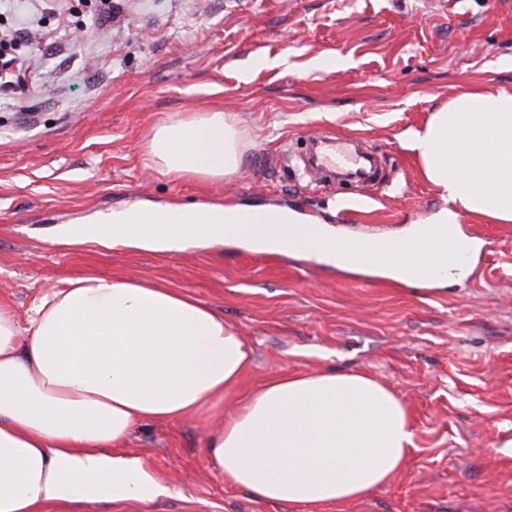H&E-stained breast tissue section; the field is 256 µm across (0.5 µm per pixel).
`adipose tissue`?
Returning <instances> with one entry per match:
<instances>
[{"instance_id": "1", "label": "adipose tissue", "mask_w": 512, "mask_h": 512, "mask_svg": "<svg viewBox=\"0 0 512 512\" xmlns=\"http://www.w3.org/2000/svg\"><path fill=\"white\" fill-rule=\"evenodd\" d=\"M407 147L446 203L433 236L356 253L325 224L293 211L221 203H133L63 224L57 242L152 252L234 244L377 273L410 286L469 272L461 215L512 223V90H475L435 108ZM243 143L224 112L160 124L145 161L160 175L219 183ZM250 364L240 329L198 299L120 276L51 286L18 318L0 304V512L49 505L149 502L172 496L124 445L141 425L176 421L223 399ZM408 409L369 375L288 373L267 379L208 439L226 485L274 503L339 504L386 485L406 463Z\"/></svg>"}]
</instances>
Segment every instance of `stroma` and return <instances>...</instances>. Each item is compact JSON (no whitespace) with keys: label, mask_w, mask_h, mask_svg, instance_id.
Masks as SVG:
<instances>
[{"label":"stroma","mask_w":512,"mask_h":512,"mask_svg":"<svg viewBox=\"0 0 512 512\" xmlns=\"http://www.w3.org/2000/svg\"><path fill=\"white\" fill-rule=\"evenodd\" d=\"M26 89L0 88V302L25 317L59 280L120 274L185 292L239 327L253 361L223 400L137 427L126 448L176 495L81 512H512V224L475 215L471 272L419 291L235 245L176 253L55 243L142 201L285 206L349 238H397L445 203L406 139L466 90H512V0H0ZM95 37H85V29ZM223 110L244 143L221 183L144 164L156 126ZM382 157L377 186L313 191L312 137ZM361 371L408 406L414 448L367 498L291 506L226 486L208 434L270 376Z\"/></svg>","instance_id":"obj_1"}]
</instances>
